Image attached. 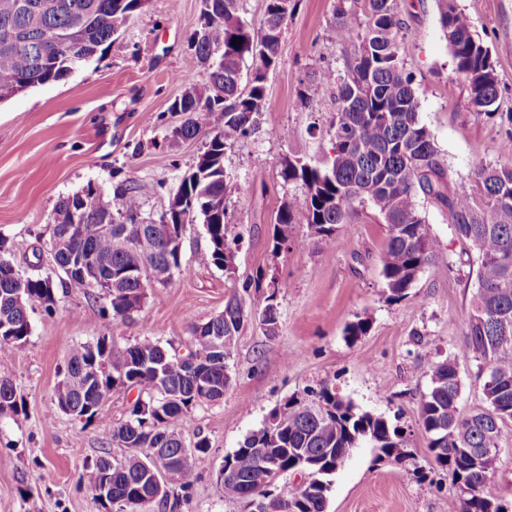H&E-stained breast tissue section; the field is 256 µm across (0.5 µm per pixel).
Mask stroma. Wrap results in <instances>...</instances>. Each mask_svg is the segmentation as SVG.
Returning a JSON list of instances; mask_svg holds the SVG:
<instances>
[{
    "label": "stroma",
    "instance_id": "stroma-1",
    "mask_svg": "<svg viewBox=\"0 0 512 512\" xmlns=\"http://www.w3.org/2000/svg\"><path fill=\"white\" fill-rule=\"evenodd\" d=\"M476 37L488 47L498 82L491 113L473 112L467 82L455 70L439 23L437 0H401L404 36L400 57L420 100L419 117L438 148L451 189L467 184L481 164L502 162L500 143L512 135V0H455ZM338 0H289L278 63L266 85L271 102L256 131L224 155L234 185L226 201L228 235L238 241L232 273L202 267L209 247L203 224L186 225L182 263L187 271L149 288L140 311L125 320L101 316L98 292L63 286L54 316L31 310L26 343L5 347L25 412L0 414V512H97L90 474L97 457H123L110 429L123 418L134 393L112 395L88 426L60 412L56 388L72 346L99 338L118 347L143 340L185 347L191 322L224 309L232 293L261 303L257 274L278 285V331L257 324L239 335L228 360L231 385L221 402L194 409L183 429L186 442L206 436L212 469L203 472L184 512H240L224 495L214 468L262 426L278 404L329 386L356 410L399 425L406 458L378 459L364 442L333 477L327 512H443L455 500L450 471L436 464L421 426L419 399L428 388L421 355L454 358L462 382L459 407H484L479 361L465 352L466 321L475 291L471 260L462 254L448 211L431 201L421 210L441 245L406 299L382 294L381 257L388 228L369 204L357 206L330 238L293 225L287 249L274 248L276 216L302 197V182H285L284 157L325 165L333 156L332 89L311 93L326 69L344 72L346 54L334 45L330 23ZM202 0H146L104 53L64 79L36 86L0 103V236L25 275H49L45 250L60 197L99 186L113 196L133 175L140 219L158 220L182 177L204 150L200 139L170 145L180 116L169 109L188 84L208 70L189 41L200 26ZM365 319L359 338L347 326Z\"/></svg>",
    "mask_w": 512,
    "mask_h": 512
}]
</instances>
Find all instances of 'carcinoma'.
Instances as JSON below:
<instances>
[{"label": "carcinoma", "mask_w": 512, "mask_h": 512, "mask_svg": "<svg viewBox=\"0 0 512 512\" xmlns=\"http://www.w3.org/2000/svg\"><path fill=\"white\" fill-rule=\"evenodd\" d=\"M0 0V102L29 88L59 81L76 68L75 57L95 56L110 45L141 9L144 0H50L47 9H24L21 2ZM240 0H203L205 34L191 41L209 80L189 85L169 110L181 115L172 144L203 137L206 149L184 177L176 198L185 200L183 218L173 220L171 237L144 235L132 227L130 238L109 233L104 224L115 218L135 221L141 203L134 180L117 189V207L102 190H81L60 198L53 210L47 252L53 265L66 267L75 253L88 249L112 270L105 319L125 320L139 311L152 283L166 285L188 271L178 242L184 226L201 220L209 248L200 264L232 273L233 244L226 210L215 206L234 190L224 171L225 150L246 138L270 110L266 73L276 65L288 9L285 0H265V34L255 35L239 16ZM440 25L455 63L467 82L474 111L488 112L498 98L497 79L489 49L476 38L455 0H438ZM84 25L82 39L47 54L44 35ZM334 42L347 53L346 71L322 73L318 92L336 86V114L331 123L334 157L318 168L299 158H284L281 177L300 180L302 198L282 205L276 217L275 248L288 241L292 225L305 224L316 236L330 237L348 223L357 204H371L388 227L382 255L383 295L391 303L405 299L418 276L436 264L440 245L422 215L421 200H433L448 210L456 239L476 266V292L467 319L466 353L481 362L486 406L470 415L459 412L461 381L456 362L434 355L419 361L429 386L421 395V424L429 435L436 463L448 468L458 486L455 512H501L494 492L497 445L502 428L512 422V162L480 165L468 185L449 189L447 172L430 132L419 118L420 104L399 58L403 29L400 0H350L334 13ZM11 30L26 34L25 43L7 42ZM235 38L242 39L238 46ZM255 62L248 88L241 87L242 64ZM85 207L83 237L65 239L74 211ZM90 288L75 276L55 282L50 276H24L0 241V346L20 345L31 334L29 310L38 306L53 315L57 284ZM275 293L254 307L237 294L224 311L204 322L189 324L192 369L172 353L173 346L145 340L118 348L102 337L74 347L62 371L57 407L68 403L83 409L93 400L90 379L102 387L99 398L137 391L125 418L112 425V443L127 449L123 462L112 466L104 454L93 468L110 470L112 500L126 512H145L146 499L162 512H183L203 471L211 468L210 444L200 437L193 454L178 466L169 484L160 487L149 470L160 462L143 450L164 448L178 460L187 447L181 426L194 408L224 399L231 384L227 359L248 321H256L269 336L277 330ZM25 411L13 382V366L0 357V414ZM368 441L378 457L403 456L401 430L388 420L360 413L336 390L311 392V399L292 396L275 407L268 420L249 433L224 457L226 497L253 512V499L273 496L281 512H327L336 460Z\"/></svg>", "instance_id": "cac0c4a2"}]
</instances>
